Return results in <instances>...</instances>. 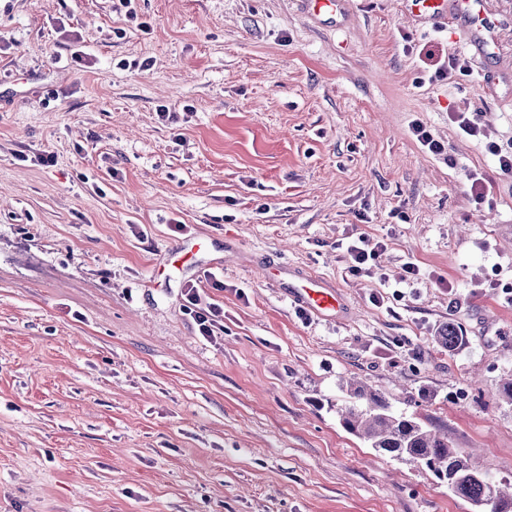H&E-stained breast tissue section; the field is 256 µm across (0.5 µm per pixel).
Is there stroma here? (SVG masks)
Here are the masks:
<instances>
[{
	"instance_id": "35a3bbf8",
	"label": "stroma",
	"mask_w": 512,
	"mask_h": 512,
	"mask_svg": "<svg viewBox=\"0 0 512 512\" xmlns=\"http://www.w3.org/2000/svg\"><path fill=\"white\" fill-rule=\"evenodd\" d=\"M484 10L487 56L405 0H0V512H472L342 427L352 379L512 484V0ZM383 246L381 242H377L373 248L369 249V240L364 235H359L349 241L345 248L349 272L353 275L369 272L371 270V267H368L369 260H375ZM296 298L318 313H336L342 307L341 296L319 277H301ZM186 303L184 305L186 310L190 314H193L196 325L198 326V332L200 336L205 339H211L215 336L217 330L222 331L224 329L223 317L224 309L216 303H206L202 305V298L197 288H188L186 294Z\"/></svg>"
}]
</instances>
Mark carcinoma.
<instances>
[{
	"label": "carcinoma",
	"instance_id": "1",
	"mask_svg": "<svg viewBox=\"0 0 512 512\" xmlns=\"http://www.w3.org/2000/svg\"><path fill=\"white\" fill-rule=\"evenodd\" d=\"M435 340L448 351L461 341L450 323ZM350 402L342 410L344 427L376 451L416 460L454 495L470 502L474 512H512V493H505L487 475L474 471L467 459L448 443V435L414 418L392 411L388 399L373 388L350 384Z\"/></svg>",
	"mask_w": 512,
	"mask_h": 512
}]
</instances>
